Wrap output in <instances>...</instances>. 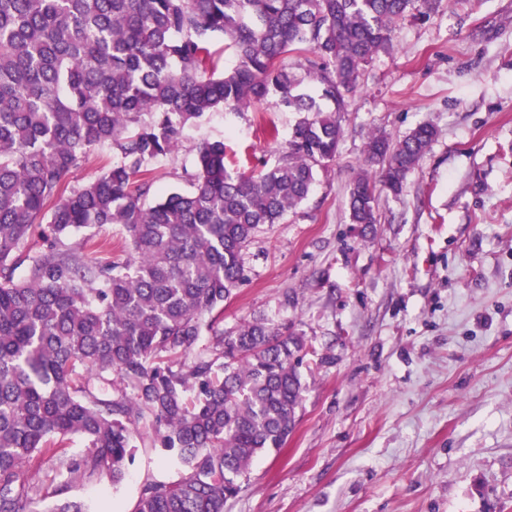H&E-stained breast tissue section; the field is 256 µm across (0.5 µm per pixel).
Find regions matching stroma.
Masks as SVG:
<instances>
[{
  "mask_svg": "<svg viewBox=\"0 0 512 512\" xmlns=\"http://www.w3.org/2000/svg\"><path fill=\"white\" fill-rule=\"evenodd\" d=\"M395 44L351 94L335 160L255 234L224 303L225 329L260 316L307 341L296 428L225 512H512V0H442ZM297 118L207 113L153 163L155 196L188 189L205 140L229 172L274 167ZM423 122L435 141L363 232L345 201L368 133ZM177 477L140 446L117 490L83 481L67 497L132 512L144 481Z\"/></svg>",
  "mask_w": 512,
  "mask_h": 512,
  "instance_id": "obj_1",
  "label": "stroma"
}]
</instances>
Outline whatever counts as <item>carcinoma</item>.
Instances as JSON below:
<instances>
[{"instance_id": "cac0c4a2", "label": "carcinoma", "mask_w": 512, "mask_h": 512, "mask_svg": "<svg viewBox=\"0 0 512 512\" xmlns=\"http://www.w3.org/2000/svg\"><path fill=\"white\" fill-rule=\"evenodd\" d=\"M436 0H0V512H93L74 482L123 480L134 439L179 466L146 480L133 512H224L256 457L281 450L304 391L294 326L226 332L242 253L336 158L349 94ZM235 63L219 73L211 44ZM309 82L327 108L302 92ZM300 114L269 169L230 174L224 142L195 147L192 190L149 199L151 163L214 111ZM437 135L371 133L347 197L379 223ZM118 160L68 178L96 148ZM119 224L112 242L85 233ZM83 233L79 239L71 235ZM23 276L17 275V270ZM209 345L200 346L203 333ZM79 438L85 450H67ZM52 500V505L44 503Z\"/></svg>"}]
</instances>
